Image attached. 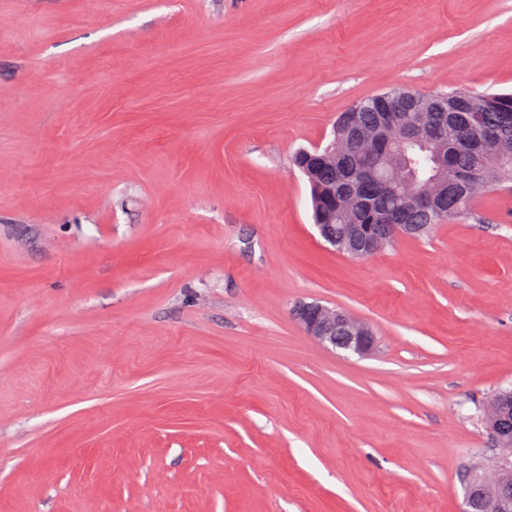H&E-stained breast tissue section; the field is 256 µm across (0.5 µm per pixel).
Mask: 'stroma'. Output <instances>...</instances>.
<instances>
[{
	"label": "stroma",
	"mask_w": 512,
	"mask_h": 512,
	"mask_svg": "<svg viewBox=\"0 0 512 512\" xmlns=\"http://www.w3.org/2000/svg\"><path fill=\"white\" fill-rule=\"evenodd\" d=\"M397 87L512 93V0H0V512H461L512 190L356 259L293 164ZM295 316L311 337L327 347L363 355L373 346L374 338L369 329L336 308L318 303L303 304L296 308ZM337 330L344 335L339 340Z\"/></svg>",
	"instance_id": "1"
}]
</instances>
